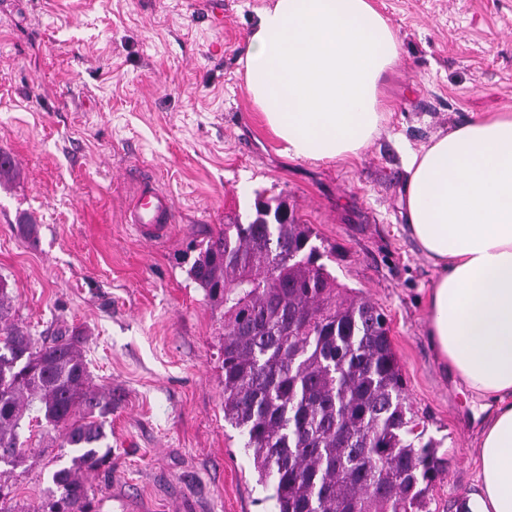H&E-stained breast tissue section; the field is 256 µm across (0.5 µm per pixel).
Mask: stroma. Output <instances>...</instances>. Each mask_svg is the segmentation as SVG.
Wrapping results in <instances>:
<instances>
[{"label":"stroma","mask_w":512,"mask_h":512,"mask_svg":"<svg viewBox=\"0 0 512 512\" xmlns=\"http://www.w3.org/2000/svg\"><path fill=\"white\" fill-rule=\"evenodd\" d=\"M271 0H0V278L38 341L86 332L91 383L112 391L100 512H277L239 430L224 420L222 309L188 269L202 242L256 200L286 202L332 255L338 281L390 320L407 401L448 451L430 512L474 495L486 414L436 360V277L404 218L408 151L488 112L512 113V0H375L400 61L393 112L360 158H289L252 106L247 36ZM172 195L167 238L125 224L144 185ZM36 240L16 231L19 213ZM16 484L37 501L72 453L32 426Z\"/></svg>","instance_id":"obj_1"}]
</instances>
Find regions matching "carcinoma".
I'll return each instance as SVG.
<instances>
[{"label":"carcinoma","mask_w":512,"mask_h":512,"mask_svg":"<svg viewBox=\"0 0 512 512\" xmlns=\"http://www.w3.org/2000/svg\"><path fill=\"white\" fill-rule=\"evenodd\" d=\"M255 211L211 236L188 276L224 308V421L258 481L278 512H429L448 453L418 430L384 313L338 282L286 203ZM84 343L68 325L38 343L12 319L0 278V512H99L87 475L112 471L102 448L112 393L89 387ZM34 409L73 456L31 506L12 474L28 461L21 435Z\"/></svg>","instance_id":"carcinoma-1"}]
</instances>
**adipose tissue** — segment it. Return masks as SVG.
<instances>
[{
	"label": "adipose tissue",
	"mask_w": 512,
	"mask_h": 512,
	"mask_svg": "<svg viewBox=\"0 0 512 512\" xmlns=\"http://www.w3.org/2000/svg\"><path fill=\"white\" fill-rule=\"evenodd\" d=\"M245 81L285 153L359 157L391 111L398 37L373 0H273L247 37ZM404 216L437 276L428 334L444 368L491 401L471 512H512V114L435 136L406 163Z\"/></svg>",
	"instance_id": "obj_1"
}]
</instances>
